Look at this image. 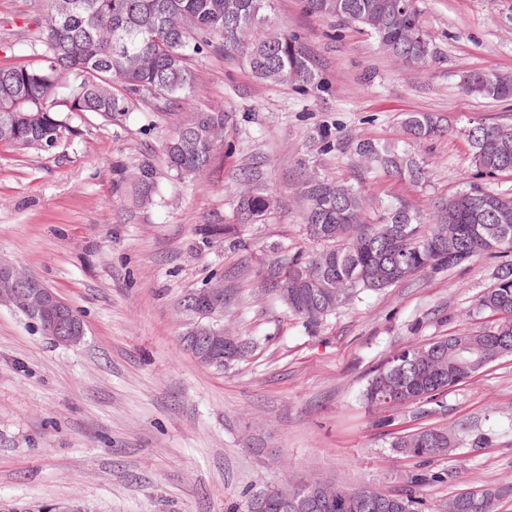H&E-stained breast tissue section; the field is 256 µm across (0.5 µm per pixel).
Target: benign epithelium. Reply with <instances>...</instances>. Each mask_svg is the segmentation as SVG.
<instances>
[{
    "instance_id": "7a95c632",
    "label": "benign epithelium",
    "mask_w": 512,
    "mask_h": 512,
    "mask_svg": "<svg viewBox=\"0 0 512 512\" xmlns=\"http://www.w3.org/2000/svg\"><path fill=\"white\" fill-rule=\"evenodd\" d=\"M11 306L31 318L56 344L74 346L85 335L84 323L75 319L70 304L31 275L18 271L9 260L0 258V305ZM196 321L184 332V342L204 364L224 363V290L204 288L191 293Z\"/></svg>"
}]
</instances>
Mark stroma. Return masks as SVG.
<instances>
[{
  "instance_id": "stroma-1",
  "label": "stroma",
  "mask_w": 512,
  "mask_h": 512,
  "mask_svg": "<svg viewBox=\"0 0 512 512\" xmlns=\"http://www.w3.org/2000/svg\"><path fill=\"white\" fill-rule=\"evenodd\" d=\"M432 60L411 68L302 0H272L268 13L299 31L318 62L320 86L301 93L258 79L231 53L194 57L193 97L181 112L219 105L231 116L212 167L193 181L168 172L172 132L154 101L129 116L75 119L80 136L48 152L0 148V256L39 277L82 316L85 337L54 343L22 313L0 306V512H244L267 485L314 475L383 492L403 487L414 460L388 445L385 409L361 398L394 352L449 334L492 327L473 315L495 260L442 276H418L352 300L305 329L261 288L267 246H309L299 186L316 172L362 183L371 200L402 196L419 211L456 192L470 165L462 136L417 145L427 165L414 186L365 178L345 148L320 149L327 127L376 140L403 136L406 112L512 122V102L462 93L468 72L512 75V0H417ZM44 0H0V39L17 58L29 49L24 21ZM151 159L160 195L134 206L128 179ZM258 166L275 203L259 220L238 221L244 169ZM209 224H234L249 249L207 240ZM224 285V329L259 340L231 370L200 364L182 342L184 296ZM485 434L472 449L470 434ZM402 428L438 426L459 436L435 460L439 483L420 490L427 507L466 489L512 481V357L449 390L442 408Z\"/></svg>"
}]
</instances>
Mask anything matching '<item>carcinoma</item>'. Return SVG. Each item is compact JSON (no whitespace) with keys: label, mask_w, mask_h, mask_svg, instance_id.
I'll return each mask as SVG.
<instances>
[{"label":"carcinoma","mask_w":512,"mask_h":512,"mask_svg":"<svg viewBox=\"0 0 512 512\" xmlns=\"http://www.w3.org/2000/svg\"><path fill=\"white\" fill-rule=\"evenodd\" d=\"M270 0H51L57 21L35 14L28 48L35 61L4 60L0 64V141L18 152L46 151L54 143L79 135L72 119L94 114L108 122L121 121L132 100L153 98L174 104L193 90L189 57L214 48L213 39L245 61L256 76L272 84L298 89L319 86L313 58L302 36L286 25L272 23L266 10ZM305 9L334 22L330 37L337 38L350 24L369 33L379 49L414 66L433 57L415 5L395 12V0H303ZM467 95L498 102L512 100V79L484 71L465 76ZM177 118V128L163 146L167 169L181 180H194L215 159L218 136L230 120L221 106L189 112ZM405 139L380 142L352 141L356 155L396 180L418 184L425 180L423 161L410 143L444 135L462 134L472 148L470 167L460 188L433 210L421 213L394 197L380 205L374 224L361 222L367 205L362 186L340 184L325 177L306 176L300 194L306 207L307 235L319 244L309 250L272 248L260 277L288 313L316 326L346 301L366 291L388 288L409 278L447 273L457 265L448 253L468 256L466 263L487 257L500 259L494 284L475 304V311L497 317L490 328L440 337L425 346L430 357H420L412 344L393 354L368 380L364 400L372 405L406 407L440 405L448 390L466 382L477 370L472 358L485 365L512 356V196L508 219L493 204L500 194L482 182L512 174V124L483 120L461 128L445 126L430 112H407L402 119ZM156 171L142 162L135 175L136 202H154ZM257 176L241 181L240 209L256 219L273 204L258 188ZM206 234L234 240V224H210ZM308 269L314 273L315 298L304 305L278 280L281 274ZM253 339H242L225 355L224 369L256 349ZM390 447L427 464L448 454L456 439L440 428L404 429L394 433ZM444 480V474L418 469L405 486L384 493L369 486H336L319 494L322 481L303 478L276 488L274 512H422L419 489ZM477 498L464 512H498V504L512 495V484L477 489Z\"/></svg>","instance_id":"carcinoma-1"}]
</instances>
